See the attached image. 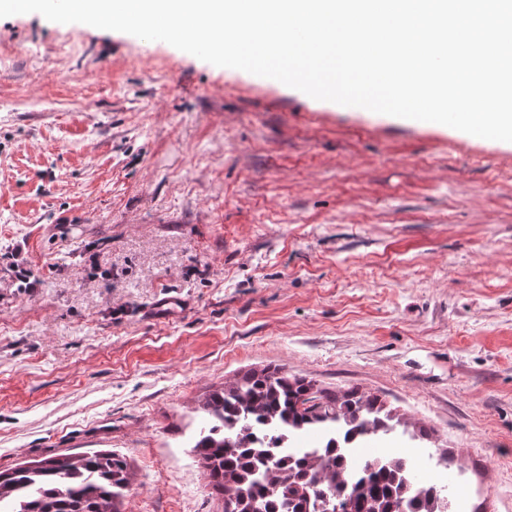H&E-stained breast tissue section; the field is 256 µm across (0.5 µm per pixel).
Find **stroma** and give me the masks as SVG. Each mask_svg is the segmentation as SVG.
<instances>
[{
    "instance_id": "stroma-1",
    "label": "stroma",
    "mask_w": 512,
    "mask_h": 512,
    "mask_svg": "<svg viewBox=\"0 0 512 512\" xmlns=\"http://www.w3.org/2000/svg\"><path fill=\"white\" fill-rule=\"evenodd\" d=\"M268 364L379 395L432 436L388 448L512 512V142L0 18V470L110 450L123 512H224L201 407Z\"/></svg>"
}]
</instances>
